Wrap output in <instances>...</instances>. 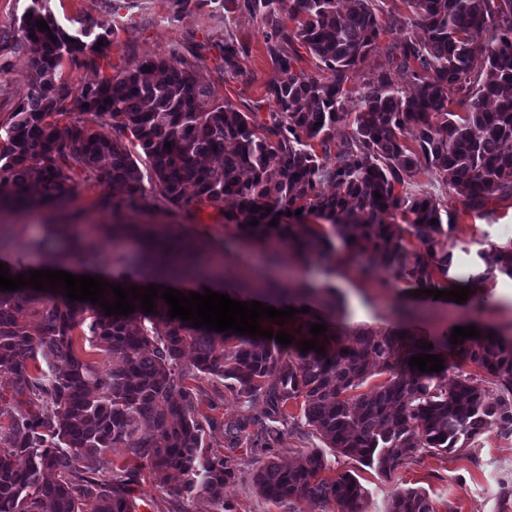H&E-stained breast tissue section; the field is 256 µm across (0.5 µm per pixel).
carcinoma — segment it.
<instances>
[{
  "mask_svg": "<svg viewBox=\"0 0 512 512\" xmlns=\"http://www.w3.org/2000/svg\"><path fill=\"white\" fill-rule=\"evenodd\" d=\"M31 2L19 39L0 43V52L26 46L33 53L30 90L0 122V215L48 214L45 236L67 240L75 253L92 255L96 242L125 234L149 245L119 258L121 264L154 278L216 275L195 263L194 243L178 233L157 237L143 224H104L96 242L80 235L67 187L75 172L122 190L100 198L114 215L150 207L134 147L149 163L154 189L172 206H214L224 225L251 242L277 240L304 262L334 252L339 241L349 256H374L390 277L417 288L436 286L438 275L449 279L453 223L445 201L413 181L414 174L439 180L464 212L483 213L491 201L512 198V0H402L409 18L377 8L376 0H224V11L232 12V4L273 25L268 50L281 78L269 88L274 106L267 116L213 104L211 89L182 69L174 49L168 60L146 57L120 78L79 89L81 117L63 126L71 91L57 83V68L87 52L106 57L108 33L88 42V33L62 29L44 0ZM282 12L293 31L283 26ZM41 19L49 30H39ZM387 34L397 35L388 53L411 72L412 88L384 73L361 93L348 88L350 73ZM296 45L324 74L295 69ZM453 104L467 106L465 114ZM88 115L109 117L112 133L92 128ZM340 125L352 132L333 154ZM209 158L220 165L205 164ZM398 213L402 223L386 221ZM253 219L258 224L251 226ZM21 244L0 224V253ZM22 245L34 249L40 242ZM477 258L484 264L477 278L512 279V241L491 243ZM319 291L325 316L301 312L282 326L260 320L261 328L294 337L288 346L195 328L170 318L160 297L149 315L136 300L135 312L107 316L97 304L68 300L62 288L0 291V416L9 420L0 429V512H84L90 499L94 512H132L145 469L161 486L179 475V497L221 499L237 475L238 448L264 454L255 458L253 483L288 512L300 500L361 512L365 489L347 473L324 476L322 449H310L290 467L269 455L281 426L311 427L333 452L385 479L424 451L470 447L490 424L512 434V334L484 324L480 336L456 345L459 358L497 378L498 393L479 375H462L450 386L446 360L438 373L410 368L411 356L436 353L411 334L334 323L335 287L319 290L302 280L288 296ZM315 323L326 324L318 336L325 352L303 353L298 343L313 339ZM83 328L112 357L108 366L75 354V333ZM187 348L194 357L185 366ZM375 369L388 379L352 394ZM202 376L224 381L244 403L263 398L264 432L248 430L256 423L249 414L201 415L197 389L183 380ZM298 400L296 417L288 403ZM16 404L28 410L16 412ZM217 429L228 454L208 456L205 435ZM120 445L139 466L104 460L105 449ZM386 512H432V503L421 489L398 488Z\"/></svg>",
  "mask_w": 512,
  "mask_h": 512,
  "instance_id": "cac0c4a2",
  "label": "carcinoma"
}]
</instances>
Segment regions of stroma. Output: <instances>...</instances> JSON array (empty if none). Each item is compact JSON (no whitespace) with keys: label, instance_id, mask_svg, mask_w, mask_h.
Instances as JSON below:
<instances>
[{"label":"stroma","instance_id":"1","mask_svg":"<svg viewBox=\"0 0 512 512\" xmlns=\"http://www.w3.org/2000/svg\"><path fill=\"white\" fill-rule=\"evenodd\" d=\"M46 8L67 32L81 29L100 31L112 27L106 57L92 54L79 56L77 61H63L57 80L78 91L82 86L100 80L102 76L120 77L132 70L144 57L169 58L172 49H180L195 77L209 85L215 103H232L240 111L267 114L270 102L268 86L279 73L267 48L271 26L262 16L245 11L225 13L217 0H190L179 5L175 0H46ZM242 46L233 71L224 69V43ZM32 56L29 51L0 53V121L6 120L17 103L29 91ZM71 205L79 209L85 224L112 223L111 211L99 208L95 201L100 187L85 183L80 176L71 182ZM492 214L459 213L454 218L452 240L453 265L450 270L454 285H470L467 302L456 303L415 295L404 283H391L376 259L346 256L337 250L341 265L333 278L341 309V320L352 327L401 328L419 338L439 342L443 333L468 324L493 323L504 332L512 331V279L497 276L478 284H470L475 274L474 262L478 251L489 243L501 244L512 240V199L492 204ZM121 218L130 224L176 222L186 235L203 242L195 255L198 264L210 263L215 250L225 254L224 287L251 279L264 270L266 257H274L272 274L282 287H293L295 275L307 280L323 281L322 265L312 262L298 266L287 247H258L225 228L224 219L216 209L201 207L193 215L165 210L156 202L152 212H125ZM135 241L123 239L121 245L100 250L92 263L67 258L64 240H46L42 250H18L9 261L21 269L42 266L46 255L65 257L67 272L97 275L111 279L120 274L118 256L134 252ZM239 473L234 483L224 489L223 500L207 496L172 498L169 488L157 486L145 479L135 493L136 512H224L232 505L233 512H286L263 499L250 480L254 459L249 450L240 448ZM333 474L349 472L356 476L366 491L362 512H386L395 488H420L428 493L434 512H512V500L500 497L502 483H512V435L496 426L463 451L448 454L421 453L400 468L392 480H385L368 467L351 458L328 454Z\"/></svg>","mask_w":512,"mask_h":512}]
</instances>
